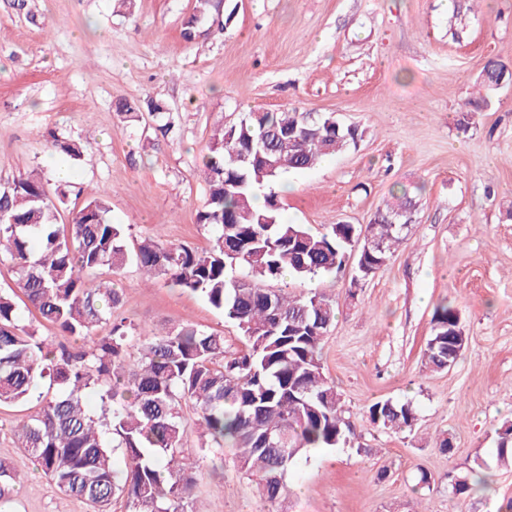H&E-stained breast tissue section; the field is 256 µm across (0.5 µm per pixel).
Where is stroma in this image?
<instances>
[{
    "mask_svg": "<svg viewBox=\"0 0 512 512\" xmlns=\"http://www.w3.org/2000/svg\"><path fill=\"white\" fill-rule=\"evenodd\" d=\"M196 0H0V189L33 172L61 188L59 223L105 195L128 243L145 236L192 247L213 233L197 222L207 184L201 157L217 126L251 112L330 115L363 137L312 169L273 184L284 220L312 231L370 224L406 194L407 237L375 276L353 268L281 281L294 294L336 301L322 346L355 424L352 444L313 448L286 481L279 512H499L512 470L495 462L497 430L512 422V79L471 111L488 60L512 68V0H224L220 24L186 41ZM465 9L467 26L450 20ZM121 98L159 104L123 119ZM87 141L80 159L51 134ZM72 177L58 180L54 166ZM118 314L146 333L189 322L242 345L238 328L199 295L145 284L135 264L112 278ZM454 302L467 343L451 368L430 371L422 351L435 307ZM411 402L413 431L374 425L378 400ZM38 401L0 406V451L24 481L7 512H90L60 492L13 433ZM450 439L443 452L439 439ZM193 502L207 512H267L232 449L201 453L189 435ZM487 488L453 495L449 473L476 462ZM427 473L429 485L419 484Z\"/></svg>",
    "mask_w": 512,
    "mask_h": 512,
    "instance_id": "1",
    "label": "stroma"
}]
</instances>
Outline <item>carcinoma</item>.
Here are the masks:
<instances>
[{"label":"carcinoma","instance_id":"1","mask_svg":"<svg viewBox=\"0 0 512 512\" xmlns=\"http://www.w3.org/2000/svg\"><path fill=\"white\" fill-rule=\"evenodd\" d=\"M505 75L489 60L481 74L483 102ZM306 112H251L223 127L203 156L208 186L198 223L213 231L208 250L146 237L131 252L121 224L108 218L104 198L86 202L60 234L58 206L39 178L21 174L0 190V257L10 260L26 308L56 324L73 346L54 347L22 323L14 295L0 291V405L43 403L21 425L18 447L58 489L86 501L93 512H206L187 509L194 479L188 474L184 442L195 431L199 449L233 448L239 468L258 480L262 497L275 506L285 478L310 448L352 442L356 427L320 362L322 342L336 319L332 300L317 291L293 295L271 283L284 276L306 280L338 273L353 262L355 276L372 277L405 239L406 226L386 217L409 213L404 196L360 229L331 224L314 233L282 220L271 184L289 172L313 168L325 156L362 138L356 126L338 127ZM60 153L77 159L86 144L51 135ZM248 149L261 161L241 165L233 156ZM266 189L264 204H254ZM376 246L353 251L362 234ZM133 261L147 281H162L200 294L224 313L245 338L230 351L224 335L184 323L144 336L132 356L136 328L114 318L121 294L97 273L119 272ZM110 324L105 336L96 328ZM466 336L454 304L439 306L423 358L444 370L460 356ZM198 414L190 426L183 409ZM384 430H412L416 414L408 403L380 400L368 408ZM496 462L512 467V423L497 430ZM121 450L125 471L112 454ZM20 480L10 457L0 454V501ZM487 483L473 470L458 476L456 494Z\"/></svg>","mask_w":512,"mask_h":512}]
</instances>
